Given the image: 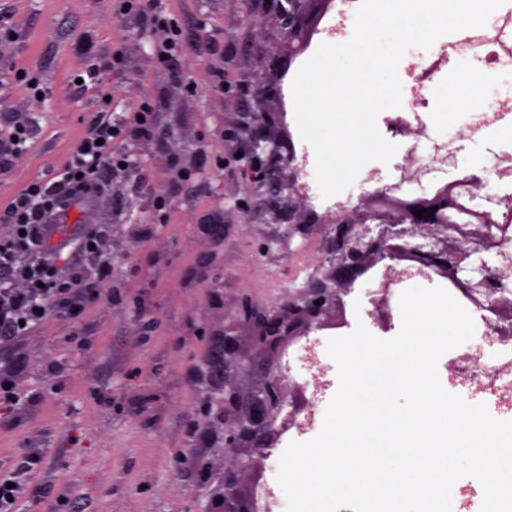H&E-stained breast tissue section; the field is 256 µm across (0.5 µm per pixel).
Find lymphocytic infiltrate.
Masks as SVG:
<instances>
[{
  "instance_id": "obj_1",
  "label": "lymphocytic infiltrate",
  "mask_w": 512,
  "mask_h": 512,
  "mask_svg": "<svg viewBox=\"0 0 512 512\" xmlns=\"http://www.w3.org/2000/svg\"><path fill=\"white\" fill-rule=\"evenodd\" d=\"M153 129L154 110L147 102L124 123L94 113L71 159L0 212V222L11 228L9 235L0 236V403L18 402L15 385L26 368L22 343L34 327L50 313L71 314L101 297L97 285L105 279L106 265L93 269L76 257H103L112 246L110 231L85 224L62 237L65 205H88L98 174L120 165L115 140L127 134L148 136Z\"/></svg>"
}]
</instances>
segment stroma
Wrapping results in <instances>:
<instances>
[{
  "label": "stroma",
  "instance_id": "1",
  "mask_svg": "<svg viewBox=\"0 0 512 512\" xmlns=\"http://www.w3.org/2000/svg\"><path fill=\"white\" fill-rule=\"evenodd\" d=\"M156 6L175 22L185 48L173 65H158L152 54L166 28L143 32L116 0H0V17L12 29L0 33V121L16 117L28 130L10 174L0 176V212L70 158L92 113L123 121L141 101L156 108L152 135L118 141L130 166L114 174L109 196L71 214L72 223L111 231L104 301L75 315L52 314L35 327L18 385L24 403L0 406V473L23 471L30 449L41 457L23 471L17 512H208L237 461L224 450L225 386L249 399L284 364L290 383L308 380L298 348L252 350L245 327V367L228 360L218 374L210 357L222 343L217 329L242 298L287 303L317 275L325 250L321 229L301 234L271 222L264 190L243 179L238 146L226 137L245 113L278 109L275 99L244 89L256 77L272 80L286 60L274 0ZM94 63L104 68L98 81L90 77ZM401 81L402 110L417 115L418 135L397 137L390 163L366 164L348 190L321 200L317 213L354 208L385 185L428 191L464 175L471 152L490 161L487 192L512 195V175L498 174L502 158L512 156V139L471 134L470 108L462 104L440 122L444 106L434 81L419 89L409 74ZM436 144L454 152L456 166L405 181L410 160ZM201 146L208 149L202 165L178 180ZM157 196L168 198L164 209L153 207ZM217 215L222 234L204 233ZM145 223L152 228L147 238L140 235ZM344 301L348 326L363 322L383 339L398 333L400 318L385 329L374 322L365 286ZM333 394L329 388L318 395L315 422L303 429H282L286 410L271 412L282 433L241 474L246 493L284 501L278 459L290 441L319 433ZM201 423L210 428L204 441L195 432Z\"/></svg>",
  "mask_w": 512,
  "mask_h": 512
}]
</instances>
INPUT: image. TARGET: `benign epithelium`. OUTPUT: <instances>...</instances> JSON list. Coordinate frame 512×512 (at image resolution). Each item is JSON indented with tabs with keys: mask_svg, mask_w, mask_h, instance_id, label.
<instances>
[{
	"mask_svg": "<svg viewBox=\"0 0 512 512\" xmlns=\"http://www.w3.org/2000/svg\"><path fill=\"white\" fill-rule=\"evenodd\" d=\"M333 0H277V24L288 45V64L280 67L274 81L254 88L257 96H272L279 106L278 122L273 124L267 112H250L232 134L243 153L254 155L255 167L246 173L259 187L268 188L272 220L277 224H295L305 230L322 225L326 236V256L319 265L329 263L322 278L312 281L286 306L263 305L247 298L240 301L231 323L224 325V355L242 363L236 330L248 326L257 350H286L313 331L335 330L345 324L344 296L356 282L373 283L380 274L377 265L389 259L376 293L380 306L376 321L387 322V303L393 285L406 276L428 275L448 282L468 307L481 313L487 328L502 343L512 341V257L502 244L512 228V206L502 211L499 203L479 204L484 199L482 179L466 175L440 185L426 194L395 193L388 186L363 198L351 211L336 216H320L308 204V190L299 181L302 168L286 123L282 106L283 82L290 65L298 64L319 33V21L332 8ZM437 210L432 212L430 207ZM426 209L418 218L413 211ZM492 253L497 260L490 270L482 255ZM494 272L489 283L488 272ZM291 407L278 429L272 428L269 414L283 406ZM311 402L299 387L285 392V376L268 380L241 409L238 392L224 389V413L235 418L224 422V450L237 457L235 468L224 473V512H258L256 499L242 492L238 477L251 468L244 448L266 449L298 416L311 412Z\"/></svg>",
	"mask_w": 512,
	"mask_h": 512,
	"instance_id": "1",
	"label": "benign epithelium"
}]
</instances>
